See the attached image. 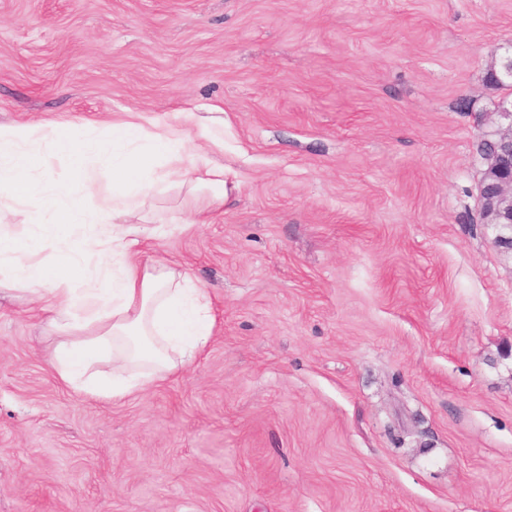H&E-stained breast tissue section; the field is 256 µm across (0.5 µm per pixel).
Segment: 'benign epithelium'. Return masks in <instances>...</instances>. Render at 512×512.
<instances>
[{
	"label": "benign epithelium",
	"instance_id": "obj_1",
	"mask_svg": "<svg viewBox=\"0 0 512 512\" xmlns=\"http://www.w3.org/2000/svg\"><path fill=\"white\" fill-rule=\"evenodd\" d=\"M498 114L509 124L486 133L493 150L484 156L487 167L479 184V200L487 223L512 232V102L502 103Z\"/></svg>",
	"mask_w": 512,
	"mask_h": 512
}]
</instances>
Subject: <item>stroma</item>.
Listing matches in <instances>:
<instances>
[{
  "label": "stroma",
  "instance_id": "stroma-1",
  "mask_svg": "<svg viewBox=\"0 0 512 512\" xmlns=\"http://www.w3.org/2000/svg\"><path fill=\"white\" fill-rule=\"evenodd\" d=\"M512 0H0V124L182 123L238 186L143 241L219 322L159 385H62L0 292V512H512V247L476 151Z\"/></svg>",
  "mask_w": 512,
  "mask_h": 512
}]
</instances>
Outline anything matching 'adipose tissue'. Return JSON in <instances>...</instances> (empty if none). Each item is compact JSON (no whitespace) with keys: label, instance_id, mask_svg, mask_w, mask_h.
Returning a JSON list of instances; mask_svg holds the SVG:
<instances>
[{"label":"adipose tissue","instance_id":"1","mask_svg":"<svg viewBox=\"0 0 512 512\" xmlns=\"http://www.w3.org/2000/svg\"><path fill=\"white\" fill-rule=\"evenodd\" d=\"M183 128L149 129L133 119L112 125V193L88 206L62 194L50 179L32 182L33 161L46 147L82 164L88 142L58 137L49 125L0 124V191L27 208L34 230L19 241L0 232V288H16L43 302L48 320L47 350L57 378L74 391L100 400L125 398L161 382L198 356L216 324L212 302L179 266L145 256L136 213L169 188L153 160L167 154L170 171L188 195L206 192V205L193 211L203 223L207 211L223 206L236 191L222 164L206 155L186 162ZM66 247L54 270L32 256L58 241ZM108 254L97 277L84 259Z\"/></svg>","mask_w":512,"mask_h":512}]
</instances>
